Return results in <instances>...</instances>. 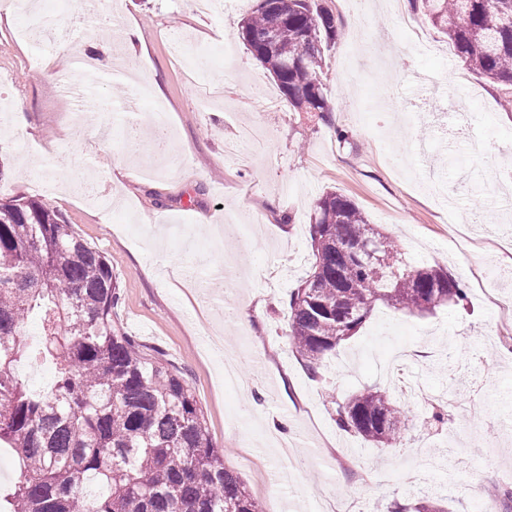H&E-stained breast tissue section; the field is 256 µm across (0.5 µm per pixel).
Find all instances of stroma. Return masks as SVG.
<instances>
[{"mask_svg":"<svg viewBox=\"0 0 512 512\" xmlns=\"http://www.w3.org/2000/svg\"><path fill=\"white\" fill-rule=\"evenodd\" d=\"M42 2L56 24L35 41L19 36L28 12L0 0V94L11 101L0 112V199L50 204L109 259L122 294L114 324L146 352H163L253 497L262 499L268 471L289 474L279 512L342 501L349 512H387L392 500L427 496L448 512H486V491L512 489V403L502 400L512 353L500 342L512 322L479 289L512 268V181L500 179L501 163L449 160L445 139L458 112L468 137L496 142L512 160V106L500 85L454 61L445 36L396 0H371L367 21L355 0H318L339 30L325 52L321 116L294 110L245 46L240 21L257 0H222L208 15L185 0ZM113 23L137 29L142 76L122 65L121 39L102 40ZM94 37L115 63L87 85L68 52ZM139 80L155 99L130 100ZM156 100L167 109L168 165L148 178ZM256 122L266 141L227 154L240 127ZM47 179L55 190L42 189ZM331 190L384 229L407 264L447 268L467 298L422 317L378 305L329 356L326 382L342 399L386 385L387 360L407 346L441 407L450 374L435 352L453 342L463 365L482 366L480 425L429 424L402 397L409 431L400 447L337 426L324 382L284 336L288 293L314 262L310 217ZM243 304L253 320L239 328L225 312ZM231 359L241 375L233 390L224 386Z\"/></svg>","mask_w":512,"mask_h":512,"instance_id":"stroma-1","label":"stroma"}]
</instances>
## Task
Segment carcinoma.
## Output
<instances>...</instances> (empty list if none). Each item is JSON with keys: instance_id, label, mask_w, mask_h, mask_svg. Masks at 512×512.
Listing matches in <instances>:
<instances>
[{"instance_id": "carcinoma-1", "label": "carcinoma", "mask_w": 512, "mask_h": 512, "mask_svg": "<svg viewBox=\"0 0 512 512\" xmlns=\"http://www.w3.org/2000/svg\"><path fill=\"white\" fill-rule=\"evenodd\" d=\"M448 36L455 55L512 96V0H412ZM241 37L300 112L329 111L322 41L338 36L315 0H266L242 19ZM389 263L344 252L371 234ZM314 263L287 300L288 345L313 378L376 303L422 315L465 296L455 276L409 266L394 241L337 191L317 201ZM120 281L57 209L36 199L0 201V442L16 453L5 512H261L224 467L194 394L162 360L112 323ZM42 322L49 390L35 393L14 373L29 355L28 321ZM336 423L369 442L405 439L403 411L371 385L332 399ZM104 493L89 499L84 482Z\"/></svg>"}]
</instances>
